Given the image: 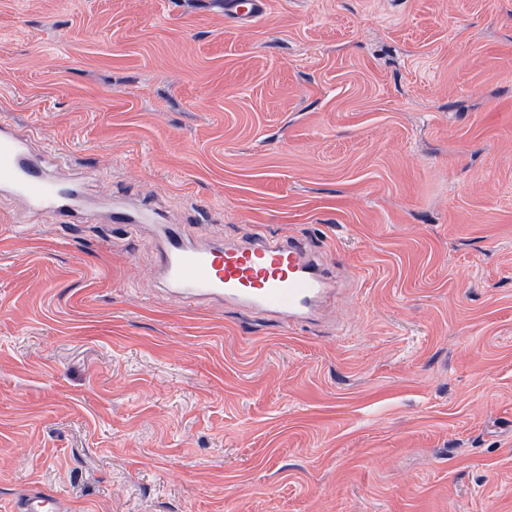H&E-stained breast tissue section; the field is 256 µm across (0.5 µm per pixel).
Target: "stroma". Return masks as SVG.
<instances>
[{"label": "stroma", "mask_w": 512, "mask_h": 512, "mask_svg": "<svg viewBox=\"0 0 512 512\" xmlns=\"http://www.w3.org/2000/svg\"><path fill=\"white\" fill-rule=\"evenodd\" d=\"M0 110L89 198L338 288L188 306L148 234L0 193V512H512V0H0ZM267 0H224V19L238 25L255 23L267 12ZM159 209L150 199H143L133 205H117L106 217L108 224H127L139 228L140 224H155ZM17 512H66V505L57 496H47L38 490L27 494L16 506Z\"/></svg>", "instance_id": "obj_1"}]
</instances>
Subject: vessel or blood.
<instances>
[{
    "label": "vessel or blood",
    "mask_w": 512,
    "mask_h": 512,
    "mask_svg": "<svg viewBox=\"0 0 512 512\" xmlns=\"http://www.w3.org/2000/svg\"><path fill=\"white\" fill-rule=\"evenodd\" d=\"M267 0H224V18L238 25L257 22ZM30 131L0 119V187L28 207L62 224L82 223L87 208L81 184L58 179L29 148ZM156 204L143 199L117 205L107 223L139 228L155 223ZM158 272L163 286L190 306L226 303L253 318L288 326L320 321L336 297L322 257L300 237H280L256 228L237 240L197 244L176 226L160 227ZM16 512H66L64 502L34 490Z\"/></svg>",
    "instance_id": "vessel-or-blood-1"
}]
</instances>
